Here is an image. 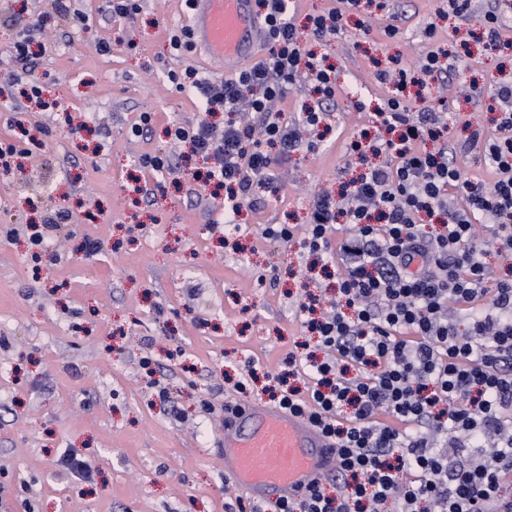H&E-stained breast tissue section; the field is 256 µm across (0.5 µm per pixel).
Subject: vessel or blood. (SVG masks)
I'll return each instance as SVG.
<instances>
[{"mask_svg": "<svg viewBox=\"0 0 512 512\" xmlns=\"http://www.w3.org/2000/svg\"><path fill=\"white\" fill-rule=\"evenodd\" d=\"M192 35L228 73L265 42L253 0H194ZM224 448L225 476L257 505L303 498L340 466L332 441L305 417L245 399L224 429Z\"/></svg>", "mask_w": 512, "mask_h": 512, "instance_id": "1", "label": "vessel or blood"}]
</instances>
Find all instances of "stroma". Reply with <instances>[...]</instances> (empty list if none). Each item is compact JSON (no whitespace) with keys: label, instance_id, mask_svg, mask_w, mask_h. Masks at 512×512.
Segmentation results:
<instances>
[{"label":"stroma","instance_id":"1","mask_svg":"<svg viewBox=\"0 0 512 512\" xmlns=\"http://www.w3.org/2000/svg\"><path fill=\"white\" fill-rule=\"evenodd\" d=\"M137 15L112 16L107 0H76L87 29L57 17L51 0H0V89L20 73L11 61L18 31L46 44L35 74L57 111L0 97V139L17 125L50 129V147L23 159L26 179L0 174V512H229L244 490L224 476L226 406L237 394L229 379L247 363L280 370L305 338L296 309L303 296L307 255L299 244L312 195L336 189L346 145L371 125L386 89L375 60L395 55L415 65L432 47L423 35L438 23L439 0H390L378 31L355 28L320 45L336 68L333 132L316 153H298L276 188L243 210L240 230L221 231L223 198L188 181L156 177L141 156L163 152L186 164L187 149L169 140L167 126L193 124L201 113L169 73L209 74L199 54H175L170 34L190 27L181 0H141ZM397 20L401 35L380 29ZM107 51H99L98 43ZM473 68L447 98L459 136L466 124L489 126V102L501 56L473 48ZM478 81L480 100L456 96ZM363 101L357 110L355 101ZM152 117L148 133L133 127ZM86 124L75 132L76 124ZM146 182L150 196L132 190ZM42 209H68L64 233L39 250L26 226ZM266 224H291L294 241L261 237ZM100 245L80 252L84 240ZM153 361L146 375L142 357ZM82 454L91 479L61 463Z\"/></svg>","mask_w":512,"mask_h":512}]
</instances>
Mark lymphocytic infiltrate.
I'll return each instance as SVG.
<instances>
[{"mask_svg":"<svg viewBox=\"0 0 512 512\" xmlns=\"http://www.w3.org/2000/svg\"><path fill=\"white\" fill-rule=\"evenodd\" d=\"M338 2L310 16L303 35L294 0H254L267 38L259 60L218 78L170 74L205 117L167 134L205 160L187 175L223 191L225 223L278 183L293 154L322 145L336 79L309 45L344 33L360 0ZM475 2L447 0L457 21L449 39L474 22L485 49L511 48L512 16ZM467 62L440 46L418 60L419 76L398 62L376 70L389 88L376 111L381 130L347 148L363 173L338 194L313 195L302 246L335 261L337 293L324 307L313 295L299 302L320 351L289 353L270 399L321 429L341 463L335 496L320 485L273 512H512V274L489 283L486 262L492 248L512 255V81L492 95L495 133L478 127L462 142L443 109L414 112L407 100L412 90L426 99L430 83L448 86ZM302 76L316 101L282 121L274 105ZM215 112L226 115L219 130L208 119ZM474 150L492 182L463 177L460 160ZM339 223L351 231L335 240ZM483 223L490 238L477 232Z\"/></svg>","mask_w":512,"mask_h":512,"instance_id":"f902f5d3","label":"lymphocytic infiltrate"}]
</instances>
